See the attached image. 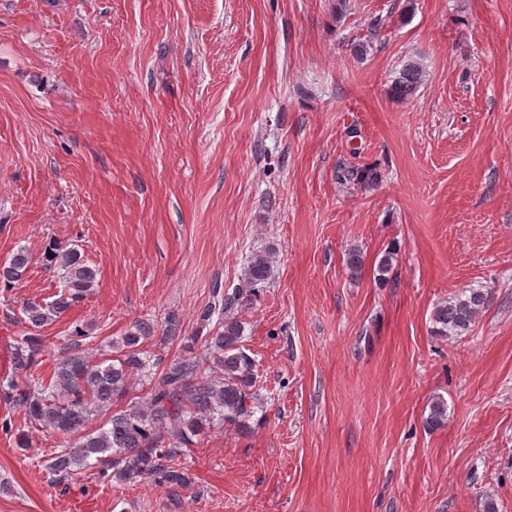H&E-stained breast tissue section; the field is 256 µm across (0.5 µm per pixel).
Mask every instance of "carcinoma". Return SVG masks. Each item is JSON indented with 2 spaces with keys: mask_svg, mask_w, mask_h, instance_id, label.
Masks as SVG:
<instances>
[{
  "mask_svg": "<svg viewBox=\"0 0 512 512\" xmlns=\"http://www.w3.org/2000/svg\"><path fill=\"white\" fill-rule=\"evenodd\" d=\"M422 78L420 64L407 61L392 81L394 95L401 99L412 96ZM337 179L369 187L381 180V172L375 166L345 167L338 170ZM44 258L58 271L63 291L51 302L34 300L25 304L26 322L34 328L60 317L83 300L95 287L98 273L74 248L50 243ZM30 262L28 251L18 249L0 266V282L9 286L20 280ZM271 264L269 254H253L248 265L249 285L267 281ZM488 298L486 290L466 289L438 306L433 319L440 324L443 335L460 336L476 324L488 306ZM247 305L248 294L238 289L218 305L204 309L201 323L212 325V334L204 339L206 357L212 359V364L195 358L175 360L156 380L151 372L156 366L152 362L155 353L150 347L180 339V321L173 314L158 328L147 320L134 322L126 336L112 343L115 356L107 363L90 359L83 349V341L89 338L88 327L75 325L47 382L18 379L35 365L41 338L27 336L15 344L11 352L15 375L3 380L0 391L15 408L23 410L30 424L63 437L78 436L77 441L51 450L41 460L51 481L65 482L95 464L100 478L109 482L127 485L153 478L171 489L188 486L189 474L173 462L190 451L193 437L226 422L242 431L249 428L256 399L252 391L254 359L241 345L243 325L235 316V311ZM133 380L150 385L143 396L144 405L112 410L133 390ZM109 409L112 415L102 427L82 433L93 415ZM447 418V402L440 397L433 399L426 427L440 428Z\"/></svg>",
  "mask_w": 512,
  "mask_h": 512,
  "instance_id": "cac0c4a2",
  "label": "carcinoma"
}]
</instances>
